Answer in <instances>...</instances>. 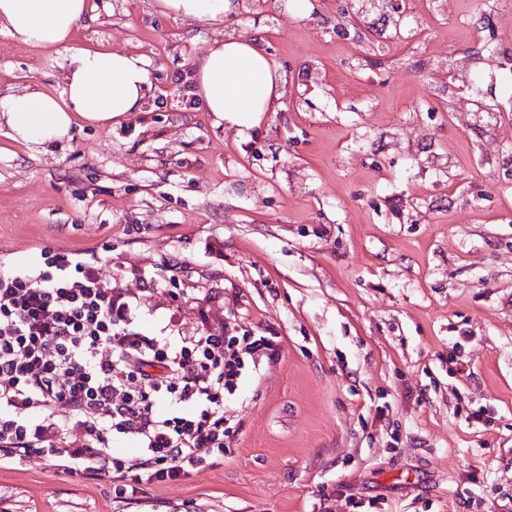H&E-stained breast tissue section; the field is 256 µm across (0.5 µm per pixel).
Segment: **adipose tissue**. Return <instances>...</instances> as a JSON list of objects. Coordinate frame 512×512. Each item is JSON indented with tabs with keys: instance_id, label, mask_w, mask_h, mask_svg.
Returning a JSON list of instances; mask_svg holds the SVG:
<instances>
[{
	"instance_id": "1",
	"label": "adipose tissue",
	"mask_w": 512,
	"mask_h": 512,
	"mask_svg": "<svg viewBox=\"0 0 512 512\" xmlns=\"http://www.w3.org/2000/svg\"><path fill=\"white\" fill-rule=\"evenodd\" d=\"M152 11L223 27L232 0H150ZM88 0H0V31L27 45L65 48L64 88L0 96V127L14 141L42 145L68 137L75 120L97 126L121 123L142 111L150 90L141 56L103 48L72 47L68 41L87 19ZM195 96L201 110L244 136L281 97L283 74L252 38L220 34L194 64Z\"/></svg>"
}]
</instances>
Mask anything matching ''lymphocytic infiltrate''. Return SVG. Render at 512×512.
<instances>
[{"label":"lymphocytic infiltrate","instance_id":"f902f5d3","mask_svg":"<svg viewBox=\"0 0 512 512\" xmlns=\"http://www.w3.org/2000/svg\"><path fill=\"white\" fill-rule=\"evenodd\" d=\"M123 289L95 267L46 251L40 269L0 268V463L54 460L111 479L116 496L223 462L224 406L273 337L204 330L172 341L131 325ZM135 437L136 458L114 442Z\"/></svg>","mask_w":512,"mask_h":512}]
</instances>
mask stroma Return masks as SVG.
Wrapping results in <instances>:
<instances>
[{"instance_id":"obj_1","label":"stroma","mask_w":512,"mask_h":512,"mask_svg":"<svg viewBox=\"0 0 512 512\" xmlns=\"http://www.w3.org/2000/svg\"><path fill=\"white\" fill-rule=\"evenodd\" d=\"M312 2L231 27L286 76L250 138L192 94L211 27L148 0H94L72 37L146 58L143 111L45 146L0 133L1 265L90 250L142 331L279 348L226 404L223 463L119 498L17 461L0 512H512V0H415L378 56ZM64 56L0 33V92L59 94ZM452 57L509 111L496 129L453 118Z\"/></svg>"}]
</instances>
